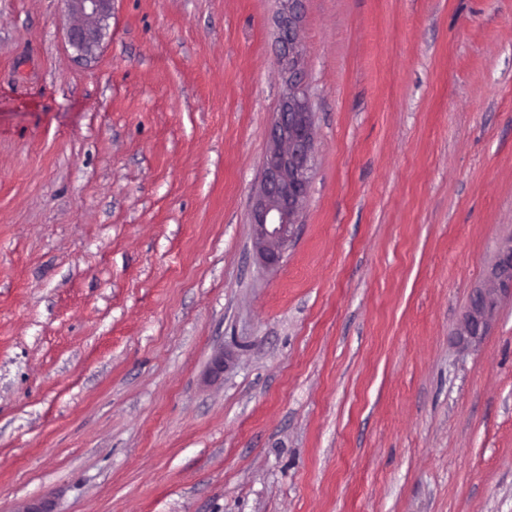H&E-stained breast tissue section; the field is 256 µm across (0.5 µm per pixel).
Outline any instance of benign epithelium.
Segmentation results:
<instances>
[{"mask_svg":"<svg viewBox=\"0 0 512 512\" xmlns=\"http://www.w3.org/2000/svg\"><path fill=\"white\" fill-rule=\"evenodd\" d=\"M73 17L68 32L72 46L90 54L99 44L101 24L112 13V0H64ZM292 132L294 113L279 111L270 131V148L263 161L260 189L251 214L253 245L260 261L280 264L298 223L311 178L315 150L311 113ZM512 288V241L506 243L488 284L477 289L463 316L460 340L469 344L484 334L502 292Z\"/></svg>","mask_w":512,"mask_h":512,"instance_id":"obj_1","label":"benign epithelium"}]
</instances>
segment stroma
<instances>
[{
	"label": "stroma",
	"mask_w": 512,
	"mask_h": 512,
	"mask_svg": "<svg viewBox=\"0 0 512 512\" xmlns=\"http://www.w3.org/2000/svg\"><path fill=\"white\" fill-rule=\"evenodd\" d=\"M284 2L0 0V512H512V0H298L268 267ZM73 17L68 32L72 46L91 54L101 38V24L112 13V0H64ZM306 92L288 93V111L279 110L271 125L269 150L263 161L260 189L251 214L253 245L260 261L280 264L298 223L311 178L310 160L315 150L312 112H302ZM294 112L303 124L292 135ZM288 159L293 172L288 175ZM512 288V241L506 243L498 255V261L488 284L477 289L463 316L459 338L463 344L476 342L484 334L499 296Z\"/></svg>",
	"instance_id": "1"
}]
</instances>
